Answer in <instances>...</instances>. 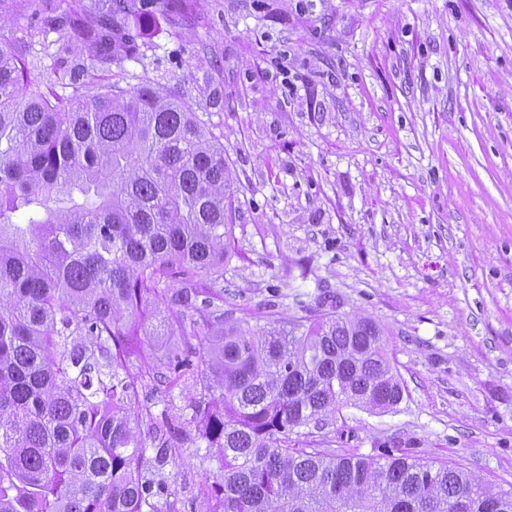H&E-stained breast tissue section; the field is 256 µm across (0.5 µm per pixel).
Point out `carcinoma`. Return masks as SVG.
I'll use <instances>...</instances> for the list:
<instances>
[{"instance_id":"1","label":"carcinoma","mask_w":512,"mask_h":512,"mask_svg":"<svg viewBox=\"0 0 512 512\" xmlns=\"http://www.w3.org/2000/svg\"><path fill=\"white\" fill-rule=\"evenodd\" d=\"M61 2L68 96L0 36V512H178L187 444L216 463L198 512H512V489L408 448L297 446L402 401L383 329L326 292L262 327L224 310V142L182 96L94 83L139 54L155 0ZM160 336L179 340L155 364L134 341Z\"/></svg>"}]
</instances>
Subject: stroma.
I'll list each match as a JSON object with an SVG mask.
<instances>
[{"instance_id":"35a3bbf8","label":"stroma","mask_w":512,"mask_h":512,"mask_svg":"<svg viewBox=\"0 0 512 512\" xmlns=\"http://www.w3.org/2000/svg\"><path fill=\"white\" fill-rule=\"evenodd\" d=\"M45 5L0 26L69 92ZM186 94L236 190L224 308L335 294L385 332L394 411L345 407L336 451L391 441L512 488V0H190L99 73Z\"/></svg>"}]
</instances>
